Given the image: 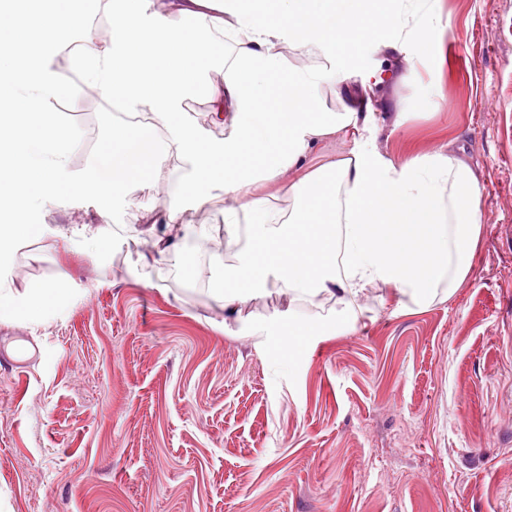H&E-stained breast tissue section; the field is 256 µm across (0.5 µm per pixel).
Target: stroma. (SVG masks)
<instances>
[{
	"instance_id": "35a3bbf8",
	"label": "stroma",
	"mask_w": 512,
	"mask_h": 512,
	"mask_svg": "<svg viewBox=\"0 0 512 512\" xmlns=\"http://www.w3.org/2000/svg\"><path fill=\"white\" fill-rule=\"evenodd\" d=\"M443 63L380 33L361 64L388 78L376 106L393 160L457 141L481 181V238L451 297L394 313L380 289L360 295L349 328L324 297L277 286L225 318L213 255L232 260L224 192L191 209L211 227L183 265L155 262L139 234L146 193L45 202L38 234L7 265L14 293L67 270L55 312L0 324L33 347L0 344V512H512V0H437ZM81 135L112 114L93 93L66 101ZM401 127H394L397 113ZM107 253L46 237L94 224ZM317 325L281 351L257 350L256 320Z\"/></svg>"
}]
</instances>
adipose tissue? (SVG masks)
<instances>
[{"mask_svg":"<svg viewBox=\"0 0 512 512\" xmlns=\"http://www.w3.org/2000/svg\"><path fill=\"white\" fill-rule=\"evenodd\" d=\"M94 0L107 35L73 0H0V260L32 230L26 217L44 200L105 203L168 186L163 227L149 226L163 260L183 241H206L181 204L224 191L223 232L235 260L220 265L215 296L233 313L277 283L312 302L350 306L369 288L403 312L431 302L441 283L465 281L482 230L479 179L457 150L432 149L396 162L377 147L374 110L380 68L359 77L351 60L392 29L389 50L417 39L432 50V0ZM316 49L337 75V109L318 96L322 73L288 69L286 46ZM91 90L112 107L145 114L113 122L75 169L74 130L57 101ZM202 98L224 127L209 137L185 118ZM346 155L312 167L333 136ZM181 182L171 175L182 163ZM288 208H281L280 200ZM66 274L15 297L0 274V321L55 310Z\"/></svg>","mask_w":512,"mask_h":512,"instance_id":"ef3b65f1","label":"adipose tissue"}]
</instances>
